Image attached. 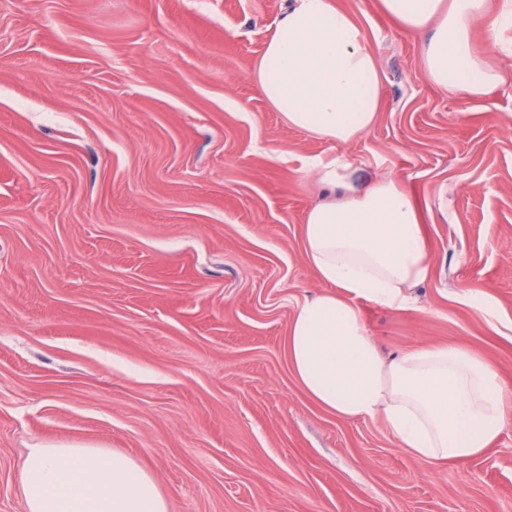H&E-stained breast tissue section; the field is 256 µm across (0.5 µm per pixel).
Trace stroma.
<instances>
[{"label": "stroma", "mask_w": 512, "mask_h": 512, "mask_svg": "<svg viewBox=\"0 0 512 512\" xmlns=\"http://www.w3.org/2000/svg\"><path fill=\"white\" fill-rule=\"evenodd\" d=\"M286 2L0 0V512H25L27 450L63 447L131 454L169 512H512V423L429 465L317 407L284 355L323 289L304 163L344 153L411 190L433 263L412 309L363 303L371 334L470 347L512 385V55L489 95L445 91L377 0H335L383 72L340 145L250 77Z\"/></svg>", "instance_id": "stroma-1"}]
</instances>
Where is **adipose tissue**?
I'll list each match as a JSON object with an SVG mask.
<instances>
[{
    "mask_svg": "<svg viewBox=\"0 0 512 512\" xmlns=\"http://www.w3.org/2000/svg\"><path fill=\"white\" fill-rule=\"evenodd\" d=\"M401 28L420 35L427 80L487 95L502 76L475 40L498 39L512 11L491 0H378ZM253 79L285 123L347 144L374 124L382 72L356 17L333 0H288ZM326 199L307 212L303 253L326 289L305 298L284 342L306 396L341 420L378 418L417 459L460 463L485 453L512 422V388L468 347L416 346L383 357L360 304L410 308L432 275L421 217L392 176L362 179L347 155L307 161ZM26 512H168L153 475L134 457L103 448H32L18 476Z\"/></svg>",
    "mask_w": 512,
    "mask_h": 512,
    "instance_id": "adipose-tissue-1",
    "label": "adipose tissue"
}]
</instances>
